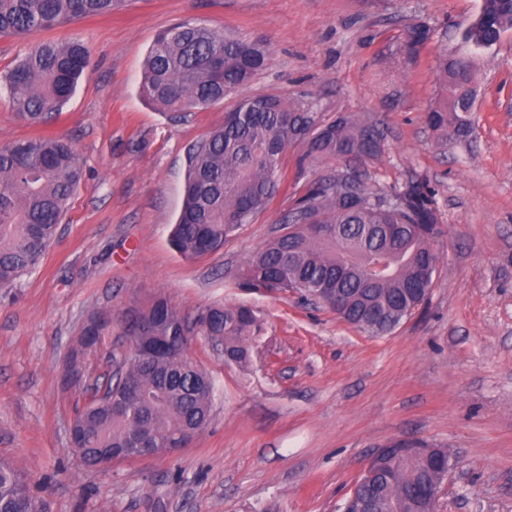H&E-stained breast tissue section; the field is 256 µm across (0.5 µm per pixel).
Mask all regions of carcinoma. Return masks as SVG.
I'll list each match as a JSON object with an SVG mask.
<instances>
[{"instance_id":"obj_1","label":"carcinoma","mask_w":512,"mask_h":512,"mask_svg":"<svg viewBox=\"0 0 512 512\" xmlns=\"http://www.w3.org/2000/svg\"><path fill=\"white\" fill-rule=\"evenodd\" d=\"M125 0H0V35L34 37L62 24L106 16ZM512 32V0H482L462 31L469 48L489 49ZM259 40L183 23L160 32L144 64L141 93L175 115L202 110L250 82L270 63ZM92 67L80 40L35 41L4 73L13 112L31 124L60 114ZM445 94L427 124L465 136L472 126L475 70L466 53L443 59L438 75ZM305 157L338 161L373 159L381 152L376 128L354 116L322 123L298 104L273 96L240 100L224 124L189 152L182 207L171 231L173 248L188 260L211 254L255 213L266 209L280 182L288 147ZM84 165L65 140L38 137L0 147V288L12 286L38 264L54 238ZM283 233L241 268L237 285L255 292L310 296L314 288L341 292L336 315L370 336L392 332L424 303L432 288L440 234L428 196L418 191L370 192L352 168L311 182L281 219ZM259 329L240 304H214L184 315L154 295L132 310L129 335L156 351L124 356L109 379L81 389L72 422L85 466L130 446L135 436L162 453L192 442L207 426L214 383L182 350L203 336L224 360L247 363ZM440 467L429 473L418 456L382 458V487L392 512H416L409 491L427 477L442 485L448 450L436 448ZM0 512H42L25 475L0 461Z\"/></svg>"}]
</instances>
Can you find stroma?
<instances>
[{"label":"stroma","instance_id":"stroma-1","mask_svg":"<svg viewBox=\"0 0 512 512\" xmlns=\"http://www.w3.org/2000/svg\"><path fill=\"white\" fill-rule=\"evenodd\" d=\"M481 0H127L105 17L42 32L77 38L93 68L45 125L16 117L0 88V146L41 135L79 152L85 177L40 263L0 288V459L30 480L44 512H340L372 453L399 438L448 449L438 512H512V32L472 62L469 136L444 137L426 115L441 95L437 59L460 47ZM201 23L266 40L271 63L206 109L173 118L140 93L157 34ZM431 31L411 47L409 31ZM272 95L324 122L359 115L382 151L359 163L372 192L422 189L441 234L428 300L372 337L293 291L235 285L280 232L307 185L342 169L281 161L279 190L207 256L169 243L188 150L236 103ZM161 294L182 313L243 304L261 332L247 365L203 337L188 354L212 378L207 428L175 454L83 465L69 443L74 389L62 370L93 314L112 329L84 358L86 382L130 350L125 315Z\"/></svg>","mask_w":512,"mask_h":512}]
</instances>
